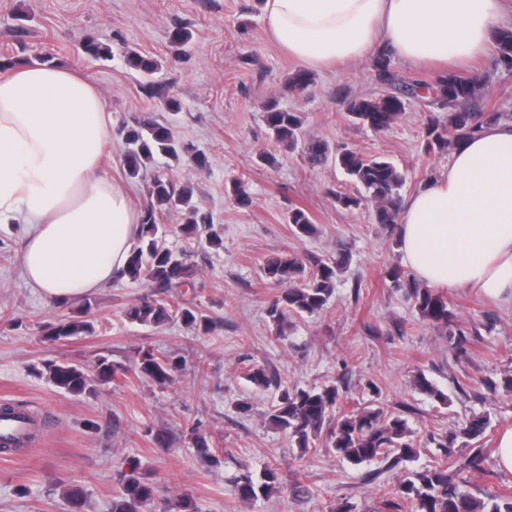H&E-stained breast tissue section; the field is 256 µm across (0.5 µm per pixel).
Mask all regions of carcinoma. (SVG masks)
Returning a JSON list of instances; mask_svg holds the SVG:
<instances>
[{
	"label": "carcinoma",
	"instance_id": "1",
	"mask_svg": "<svg viewBox=\"0 0 512 512\" xmlns=\"http://www.w3.org/2000/svg\"><path fill=\"white\" fill-rule=\"evenodd\" d=\"M494 43L496 66L512 70V28L498 31ZM126 61L143 76H150L161 67L159 60L136 50L126 52ZM369 68L382 92L374 96H351L345 101L349 116L362 127L375 131L390 129L405 113L408 101L417 99L422 111L427 113L422 128L425 150L441 154L455 149L483 125L498 122L497 112L486 113L481 120L479 113L468 110L470 103L484 98L480 92L484 79L479 74L448 72L429 80L418 74L399 73L391 58L385 56L372 61ZM262 112L276 144L290 150L302 148L305 161L312 168L331 163L344 173L353 191L333 193L339 206L358 209L373 203L375 223L397 224L406 176L392 161L383 155L366 156L347 148L333 150L326 142L307 136L300 113L284 111L272 100L262 105ZM121 134L126 174L145 182L149 198L122 277L150 289V296L126 305L123 314L143 325L179 320L206 334L213 330L214 321L194 301L185 299L184 289H194L196 285L190 281L189 266L167 244L165 232L159 228V217L182 215L183 223L177 225V233L185 239L203 235L216 250L224 247V228L211 223L192 204L190 186L177 183L166 173L150 172L148 167L157 155L175 160L187 155L199 170L206 168L207 160L192 146L178 142L171 129L155 119L134 117L122 126ZM288 224L300 238L318 233L313 217L302 206L290 210ZM349 264L350 252L343 247L336 250V256L326 259L278 253L264 261L265 278L280 286L279 295L269 309L279 335L288 330L291 318L323 310L335 292L340 273ZM389 277L394 285L406 289L424 320L448 332V343L456 353L467 352L470 339L478 330L455 323L445 297L398 267L389 271ZM91 316L88 304L83 316H69L50 323L41 329L42 335L56 342L91 334L95 330ZM179 368V359L159 357L144 347L137 350L131 367L107 357L99 358L91 370L63 360L44 364L54 386L73 394H90L96 387L110 384L130 371L164 386ZM246 379L259 388L274 387L279 391L268 418L288 435L291 446L302 457L324 447L353 466L387 461L392 468L413 460L422 447L400 410L389 412L370 405L360 410H341L347 391L335 384L320 389L290 386L277 372L266 367L249 369ZM488 427L486 416L474 415L456 432L444 437L430 435L427 443L442 452L443 460L400 480L391 496L383 501L380 512H512L511 491L489 492L480 497L469 489L467 475L473 471L494 477L484 466L481 449ZM192 433L198 454L213 465L219 464L220 458L211 448L210 438L195 428ZM128 466L112 496L111 512H144V507L154 499L155 484L137 472L136 464L130 462ZM277 484V471L269 465L258 475L246 469L234 481L237 496L243 502L270 495Z\"/></svg>",
	"mask_w": 512,
	"mask_h": 512
}]
</instances>
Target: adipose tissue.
Here are the masks:
<instances>
[{"label":"adipose tissue","mask_w":512,"mask_h":512,"mask_svg":"<svg viewBox=\"0 0 512 512\" xmlns=\"http://www.w3.org/2000/svg\"><path fill=\"white\" fill-rule=\"evenodd\" d=\"M505 0H262L271 40L327 68L385 53L412 65L485 54ZM112 135L102 91L56 63L0 76V224L26 227L28 283L56 303L118 278L140 231L129 190L100 172ZM405 263L431 287L512 302V122L460 143L400 210Z\"/></svg>","instance_id":"1"}]
</instances>
